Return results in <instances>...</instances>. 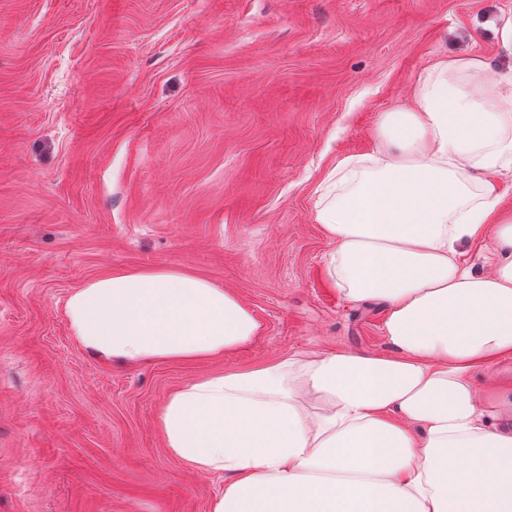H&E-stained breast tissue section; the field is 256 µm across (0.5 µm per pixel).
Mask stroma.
I'll use <instances>...</instances> for the list:
<instances>
[{
  "label": "stroma",
  "instance_id": "obj_1",
  "mask_svg": "<svg viewBox=\"0 0 512 512\" xmlns=\"http://www.w3.org/2000/svg\"><path fill=\"white\" fill-rule=\"evenodd\" d=\"M512 0H0V512H210L221 473L165 448L200 377L387 353L383 306L334 288L316 220L436 56L512 77ZM174 268L260 323L212 360L106 363L64 306Z\"/></svg>",
  "mask_w": 512,
  "mask_h": 512
}]
</instances>
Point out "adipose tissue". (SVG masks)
<instances>
[{"label": "adipose tissue", "mask_w": 512, "mask_h": 512, "mask_svg": "<svg viewBox=\"0 0 512 512\" xmlns=\"http://www.w3.org/2000/svg\"><path fill=\"white\" fill-rule=\"evenodd\" d=\"M373 166L347 162L317 220L332 284L386 309L389 354L317 353L214 373L175 391L168 453L228 480L210 512H512V419L477 372L512 354V217L475 172L512 166V78L435 58L410 108L383 114ZM492 238L493 269L458 260ZM75 341L106 361H196L260 325L180 269L117 270L73 290Z\"/></svg>", "instance_id": "adipose-tissue-1"}]
</instances>
